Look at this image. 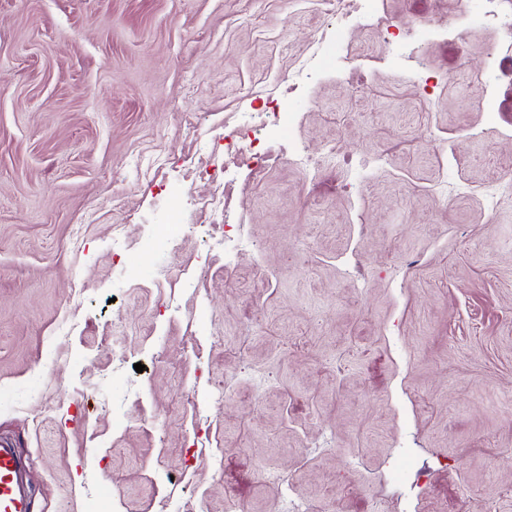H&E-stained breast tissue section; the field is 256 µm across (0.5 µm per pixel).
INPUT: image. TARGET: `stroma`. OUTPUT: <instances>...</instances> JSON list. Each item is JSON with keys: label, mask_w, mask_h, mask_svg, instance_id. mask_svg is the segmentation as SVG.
I'll use <instances>...</instances> for the list:
<instances>
[{"label": "stroma", "mask_w": 512, "mask_h": 512, "mask_svg": "<svg viewBox=\"0 0 512 512\" xmlns=\"http://www.w3.org/2000/svg\"><path fill=\"white\" fill-rule=\"evenodd\" d=\"M386 8L425 32L397 64L318 0H0V443L32 512H512V55L472 0ZM319 38L347 67L295 82ZM246 126L262 174L201 177ZM330 145L364 166L292 161ZM251 245V239L244 229L239 228V232L234 237L221 236L213 241V248L217 252L224 254L225 265H232L239 254L248 250Z\"/></svg>", "instance_id": "stroma-1"}]
</instances>
